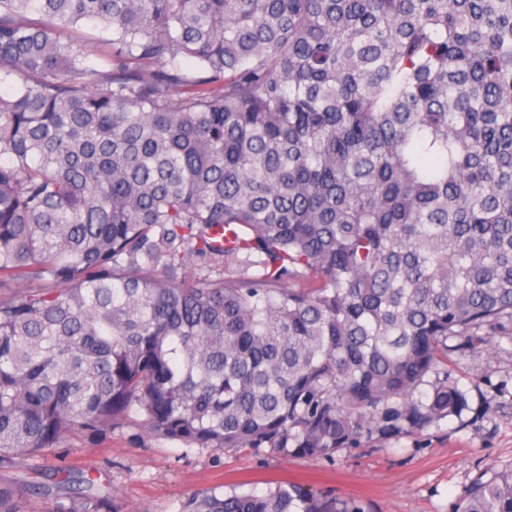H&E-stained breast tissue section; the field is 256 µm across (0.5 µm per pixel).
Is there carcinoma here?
Segmentation results:
<instances>
[{
	"label": "carcinoma",
	"instance_id": "obj_1",
	"mask_svg": "<svg viewBox=\"0 0 512 512\" xmlns=\"http://www.w3.org/2000/svg\"><path fill=\"white\" fill-rule=\"evenodd\" d=\"M2 71L0 467L133 413L333 460L461 418L450 355L512 342V0H0ZM77 485L53 512H118ZM454 512H512V466Z\"/></svg>",
	"mask_w": 512,
	"mask_h": 512
}]
</instances>
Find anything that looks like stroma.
Returning <instances> with one entry per match:
<instances>
[{
	"mask_svg": "<svg viewBox=\"0 0 512 512\" xmlns=\"http://www.w3.org/2000/svg\"><path fill=\"white\" fill-rule=\"evenodd\" d=\"M448 370L466 390L469 412L381 449L354 448L332 461L213 452L151 435L136 415L106 438L74 437L47 459L0 467V482L45 489L32 502L36 512H52L49 489L86 473L117 491L120 512H178L198 491L240 485L260 494L273 480L358 498L370 512H454L480 471L512 464V344L493 357L452 354Z\"/></svg>",
	"mask_w": 512,
	"mask_h": 512,
	"instance_id": "1",
	"label": "stroma"
}]
</instances>
